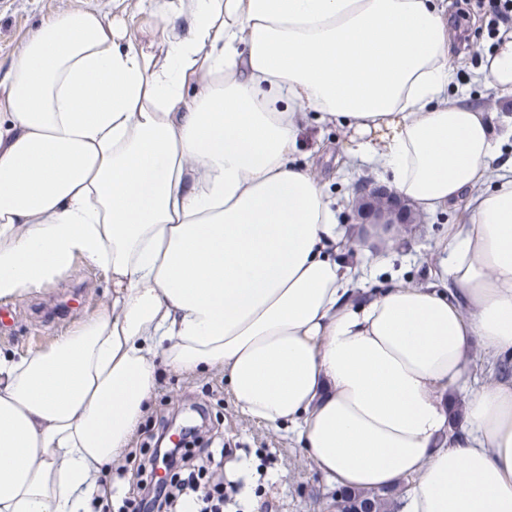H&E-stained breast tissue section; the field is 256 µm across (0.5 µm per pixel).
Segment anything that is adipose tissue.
Here are the masks:
<instances>
[{"mask_svg": "<svg viewBox=\"0 0 512 512\" xmlns=\"http://www.w3.org/2000/svg\"><path fill=\"white\" fill-rule=\"evenodd\" d=\"M150 8L153 48L67 11L0 77V299L78 254L112 280L50 349L0 356V512H86L108 493L159 357L223 372L329 485H407L400 512H512V381L466 384L473 346L512 354V178L492 173L512 160L483 106L448 96L446 0ZM313 120L344 128L392 198L462 205L431 282L370 291L330 258L346 243L380 265L396 229L339 228L291 161Z\"/></svg>", "mask_w": 512, "mask_h": 512, "instance_id": "obj_1", "label": "adipose tissue"}]
</instances>
